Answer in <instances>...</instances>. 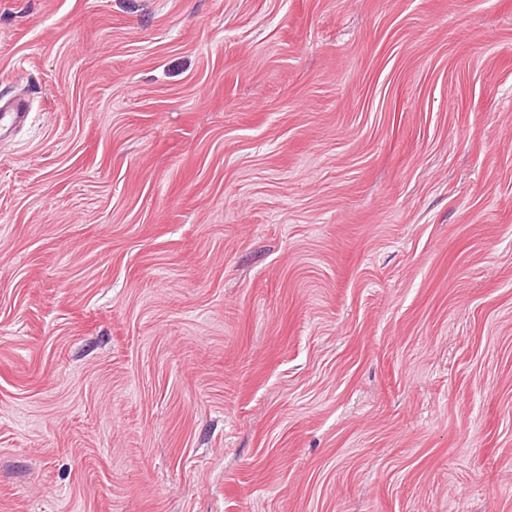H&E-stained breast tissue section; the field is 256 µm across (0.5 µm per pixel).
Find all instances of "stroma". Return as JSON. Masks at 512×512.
I'll list each match as a JSON object with an SVG mask.
<instances>
[{"instance_id": "stroma-1", "label": "stroma", "mask_w": 512, "mask_h": 512, "mask_svg": "<svg viewBox=\"0 0 512 512\" xmlns=\"http://www.w3.org/2000/svg\"><path fill=\"white\" fill-rule=\"evenodd\" d=\"M0 512H512V0H0ZM28 115L29 105L24 97L0 101V144L8 141L11 131L25 123Z\"/></svg>"}]
</instances>
